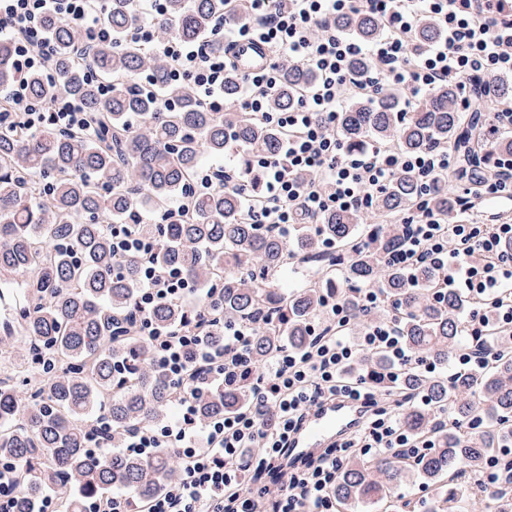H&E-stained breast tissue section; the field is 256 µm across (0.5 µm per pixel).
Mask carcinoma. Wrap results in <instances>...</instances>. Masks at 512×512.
I'll return each mask as SVG.
<instances>
[{
  "label": "carcinoma",
  "instance_id": "cac0c4a2",
  "mask_svg": "<svg viewBox=\"0 0 512 512\" xmlns=\"http://www.w3.org/2000/svg\"><path fill=\"white\" fill-rule=\"evenodd\" d=\"M244 9L245 0H168L166 14L156 19L158 37L199 40L217 19L238 20ZM141 20L136 0H110L106 21L117 37ZM46 25L56 47V77L48 84L29 76L31 96L37 101L74 97L99 126L92 137L52 127L31 135L0 134V283L19 272L30 274L24 285L26 305L16 314L23 322L19 344L44 358L48 367H66L30 394L0 379V457L22 467L15 512H37L44 488L68 478L82 493L130 491L137 507L175 477L176 457L162 451L144 461L112 451L95 460L86 454L87 431L100 413L115 440L137 425L159 420L169 411L173 390L145 343L124 328L134 319L141 260L116 261L103 219L128 217L139 203L156 207L180 196L205 160L224 158L233 144L249 154L275 152L281 134L248 112L204 110L186 86L168 81L155 55L136 44H101L81 57L75 52L77 29L55 17ZM336 25L364 42L383 33L381 23L366 13L341 17ZM438 37L434 23L423 21L417 40L427 45ZM88 67L110 79L108 96L84 78ZM142 70L154 76L162 97L176 102L174 111H161L159 98L128 85V78ZM16 78L11 44L0 40V88ZM312 81L307 67L281 64L271 108L295 105L297 93ZM493 108L492 101L476 95L462 110L454 84L430 92L423 107L411 112L401 111L396 93L372 101L352 96L339 114L337 131L355 148L370 139L405 152L448 143L461 154L464 174L483 151L512 152V138L484 140L481 125L470 116ZM419 194L417 182L403 175L370 212L333 211L325 216L321 234L296 224L287 238L252 223L239 193L224 188L196 197L191 213L177 224H139L136 229L162 238L157 264L178 267L196 282L221 283L213 307L226 318L253 325L251 358L258 368L282 347L310 342L308 325L320 314L322 290L338 281L343 287L336 292L354 322L374 319L357 305L358 285L377 287L386 302L397 306L411 350L445 366L465 344L466 299L452 292L431 298L440 290V277L428 266L407 273L384 264L385 254L401 238L395 216ZM431 202L442 214L451 213L455 199L448 179L433 186ZM326 237L335 242L334 250L321 246ZM300 265L317 268L304 287L285 291L270 284ZM151 317L160 326L175 327L187 312L167 302ZM483 341L501 347V353L481 373L448 379L413 367L402 370L395 388L411 400L420 394L430 400L426 407L409 405L402 423L434 448L416 460L397 449L372 464L353 458L336 481L339 508L349 512L353 505L374 503L380 509L417 512L419 502L399 493L403 478L417 474L439 484L432 512H459L457 490L447 475L475 483L471 512H512V465L503 467L509 479L495 487L486 490L476 483L488 453L512 440V335L492 332ZM252 404L249 383L243 381L214 389L200 409L218 416ZM476 416L482 425L469 427Z\"/></svg>",
  "mask_w": 512,
  "mask_h": 512
}]
</instances>
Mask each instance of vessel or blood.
I'll use <instances>...</instances> for the list:
<instances>
[{
  "mask_svg": "<svg viewBox=\"0 0 512 512\" xmlns=\"http://www.w3.org/2000/svg\"><path fill=\"white\" fill-rule=\"evenodd\" d=\"M232 55L238 69L243 72L261 70L269 62L267 47L257 41L236 44ZM362 415L363 410L357 402L339 399L324 402L291 438L289 458L298 463L307 461L356 428Z\"/></svg>",
  "mask_w": 512,
  "mask_h": 512,
  "instance_id": "b4317fda",
  "label": "vessel or blood"
}]
</instances>
